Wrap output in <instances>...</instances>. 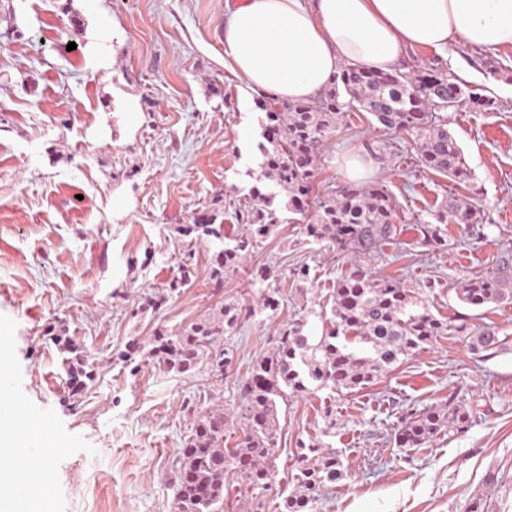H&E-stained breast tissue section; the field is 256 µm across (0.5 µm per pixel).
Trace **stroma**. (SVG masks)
Wrapping results in <instances>:
<instances>
[{
  "instance_id": "1",
  "label": "stroma",
  "mask_w": 512,
  "mask_h": 512,
  "mask_svg": "<svg viewBox=\"0 0 512 512\" xmlns=\"http://www.w3.org/2000/svg\"><path fill=\"white\" fill-rule=\"evenodd\" d=\"M224 2L0 0V362L10 377L7 407L41 429L52 476L47 512H174L171 477L197 392L213 389L233 410L239 380L281 328L304 317L320 327L318 311L330 308L332 285L349 270L327 252L309 281L294 280L313 245L306 217L284 211L219 288L206 243L178 240L173 230L220 192L224 229L236 231L239 190L261 175L262 114L256 92L224 65ZM400 64L453 74L492 98L487 109L463 104L448 113L469 183L423 168L406 133H384L357 112L326 144L316 184L344 182L349 157H367L371 182L393 197L405 226L373 268L421 288L437 317L512 335V303L471 309L452 288L512 255V46L410 45ZM451 195L479 212L482 235L448 224L449 250L421 245L415 224L431 221ZM182 262L194 270L191 285L143 310ZM262 265L274 271L268 285L280 306L245 316L225 336L234 355L223 382L155 363L135 372L119 360L155 328L179 330L228 301L257 304L250 273ZM51 326L100 366L80 397L68 395ZM452 397L468 408L465 432L397 447L410 412ZM328 406L336 415L328 442L346 473L315 512H464L475 501L481 512H512V349L485 360L454 334L365 390L319 391L279 406L274 483L257 494L228 482L231 512H274L278 492L296 486L300 442L318 434Z\"/></svg>"
}]
</instances>
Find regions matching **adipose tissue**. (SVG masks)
<instances>
[{
  "instance_id": "adipose-tissue-1",
  "label": "adipose tissue",
  "mask_w": 512,
  "mask_h": 512,
  "mask_svg": "<svg viewBox=\"0 0 512 512\" xmlns=\"http://www.w3.org/2000/svg\"><path fill=\"white\" fill-rule=\"evenodd\" d=\"M512 45V0H244L227 7L224 55L249 88L290 101L318 93L341 64L388 72L404 46ZM19 426L0 421V489L44 490L46 465L19 472Z\"/></svg>"
}]
</instances>
